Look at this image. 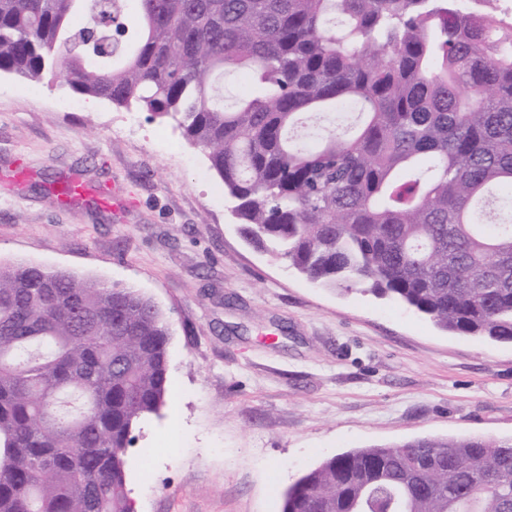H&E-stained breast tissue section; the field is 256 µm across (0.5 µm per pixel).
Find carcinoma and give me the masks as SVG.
I'll return each instance as SVG.
<instances>
[{"instance_id":"carcinoma-1","label":"carcinoma","mask_w":512,"mask_h":512,"mask_svg":"<svg viewBox=\"0 0 512 512\" xmlns=\"http://www.w3.org/2000/svg\"><path fill=\"white\" fill-rule=\"evenodd\" d=\"M494 2L0 0V72L174 120L244 238L310 281L511 343L512 35ZM239 71L250 90L227 105ZM170 336L131 287L0 262V512H134L125 457L165 403ZM282 512H512V438L341 453Z\"/></svg>"}]
</instances>
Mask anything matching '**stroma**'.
<instances>
[{"instance_id": "stroma-1", "label": "stroma", "mask_w": 512, "mask_h": 512, "mask_svg": "<svg viewBox=\"0 0 512 512\" xmlns=\"http://www.w3.org/2000/svg\"><path fill=\"white\" fill-rule=\"evenodd\" d=\"M70 108H60V101ZM0 74V261L138 288L171 323L168 394L126 456L136 512H282L324 460L422 437L512 438V343L307 280L249 245L170 119ZM85 193H50L64 180Z\"/></svg>"}]
</instances>
